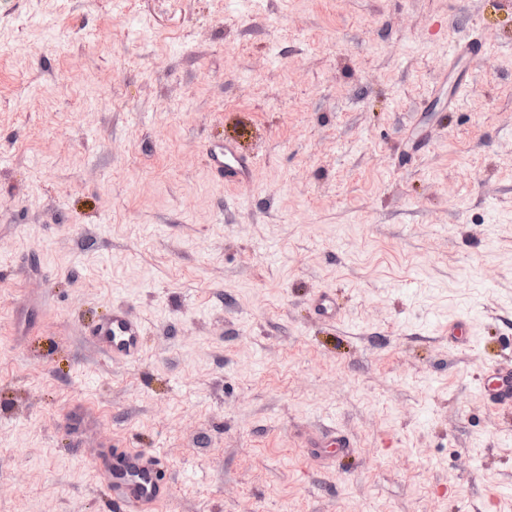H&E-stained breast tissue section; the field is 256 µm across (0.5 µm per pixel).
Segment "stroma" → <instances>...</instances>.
<instances>
[{
    "instance_id": "obj_1",
    "label": "stroma",
    "mask_w": 512,
    "mask_h": 512,
    "mask_svg": "<svg viewBox=\"0 0 512 512\" xmlns=\"http://www.w3.org/2000/svg\"><path fill=\"white\" fill-rule=\"evenodd\" d=\"M500 2L0 0V512H114L78 404L161 456L154 512H512ZM116 305L137 361L85 336ZM212 156L218 168L224 172V179L239 181L250 176L255 168L254 159H246L238 155L234 146L224 144V147L213 149ZM483 397L494 410L512 408V364L495 366L484 372Z\"/></svg>"
}]
</instances>
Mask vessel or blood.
<instances>
[{"label":"vessel or blood","mask_w":512,"mask_h":512,"mask_svg":"<svg viewBox=\"0 0 512 512\" xmlns=\"http://www.w3.org/2000/svg\"><path fill=\"white\" fill-rule=\"evenodd\" d=\"M218 168L229 181L250 176L256 162L238 155L227 144L213 149ZM145 328L128 309L113 308L110 316L93 326V345L115 362L136 360L143 345ZM483 397L495 410L512 408V364L495 366L482 378ZM95 471L113 491L115 512H151L154 505L167 498L170 482L159 471V461L151 454L130 448L115 452L110 441H102L92 460Z\"/></svg>","instance_id":"b4317fda"}]
</instances>
